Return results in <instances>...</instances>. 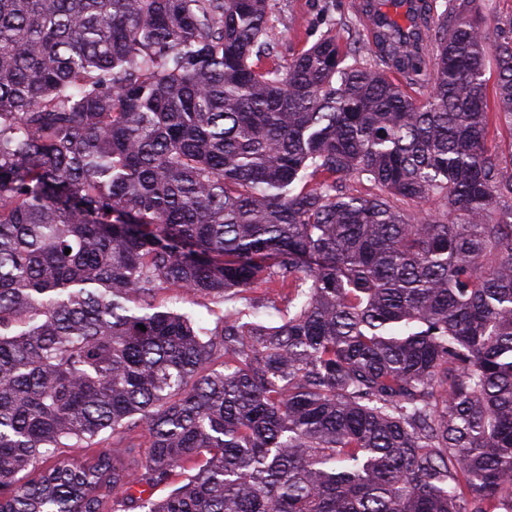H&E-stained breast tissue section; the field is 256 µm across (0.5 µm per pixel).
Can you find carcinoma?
Instances as JSON below:
<instances>
[{"instance_id":"1","label":"carcinoma","mask_w":512,"mask_h":512,"mask_svg":"<svg viewBox=\"0 0 512 512\" xmlns=\"http://www.w3.org/2000/svg\"><path fill=\"white\" fill-rule=\"evenodd\" d=\"M491 10L0 0V512H512ZM275 24L283 45L285 59L288 53H298L309 48L324 33L333 29L345 44L349 37L347 27L336 25L340 12L332 11L326 17L325 0H275ZM335 25L333 26V24ZM290 49V50H289Z\"/></svg>"}]
</instances>
